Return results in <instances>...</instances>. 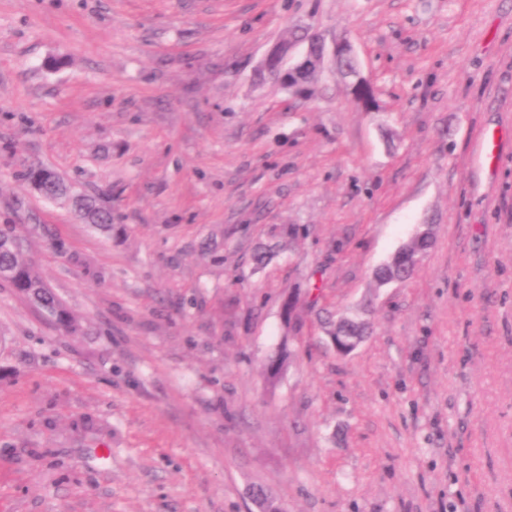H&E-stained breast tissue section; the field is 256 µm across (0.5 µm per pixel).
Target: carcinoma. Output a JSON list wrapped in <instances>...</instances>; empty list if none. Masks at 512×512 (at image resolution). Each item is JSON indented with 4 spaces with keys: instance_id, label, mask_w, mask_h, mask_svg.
<instances>
[{
    "instance_id": "cac0c4a2",
    "label": "carcinoma",
    "mask_w": 512,
    "mask_h": 512,
    "mask_svg": "<svg viewBox=\"0 0 512 512\" xmlns=\"http://www.w3.org/2000/svg\"><path fill=\"white\" fill-rule=\"evenodd\" d=\"M42 197L50 201H66L71 204L76 215L102 232H112V215L101 209L96 200L88 195L73 190L63 181L48 175L42 180ZM430 229L417 231L409 244L397 251L387 262L380 265L375 272L378 285L383 286L393 281H403L412 276L421 255L431 244ZM0 269L7 272L3 279L20 296L24 297L38 310L54 317L67 328H76L75 319L62 306L50 288L37 276L29 258L7 230H0ZM366 325L349 317H341L331 324L328 335L336 353H351L363 338Z\"/></svg>"
}]
</instances>
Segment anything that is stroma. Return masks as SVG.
Instances as JSON below:
<instances>
[{"mask_svg":"<svg viewBox=\"0 0 512 512\" xmlns=\"http://www.w3.org/2000/svg\"><path fill=\"white\" fill-rule=\"evenodd\" d=\"M4 224L79 328L0 282V512H512V0H0ZM325 47L316 37L308 39V48L303 61L295 67H288V73H317L323 67ZM331 57L333 65L337 68H339L340 64L344 61L351 63V67L347 70V74L349 77L356 78V81L353 83L355 87L365 84V82L359 77L358 59L349 43L343 41L335 42L331 50ZM293 46L277 44L273 46L265 55L262 61L263 71L272 79L280 82V73L287 70L285 68L287 59L290 57ZM41 196L50 201H67L76 215L87 224L102 232H112V215L109 211L102 210L92 196L73 190L50 174L42 180ZM432 233L429 228L417 231L402 250H398L387 262L380 265L375 272L379 286L393 281H403L412 276L421 255L431 244ZM328 335L331 339L336 353L348 355L351 353L363 338L366 325L349 317H341L330 325Z\"/></svg>","mask_w":512,"mask_h":512,"instance_id":"35a3bbf8","label":"stroma"}]
</instances>
